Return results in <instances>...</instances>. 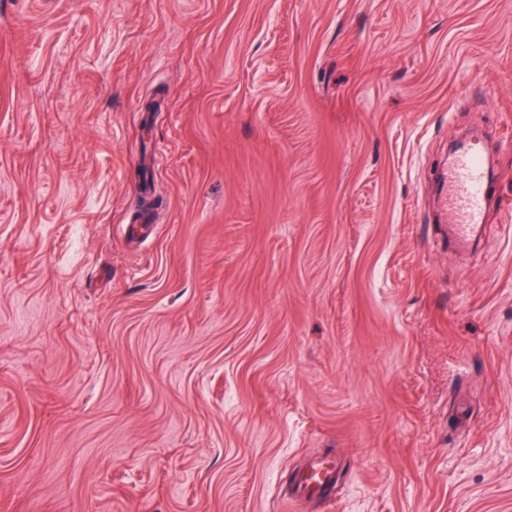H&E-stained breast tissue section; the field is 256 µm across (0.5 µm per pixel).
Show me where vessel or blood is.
<instances>
[{
    "instance_id": "vessel-or-blood-1",
    "label": "vessel or blood",
    "mask_w": 512,
    "mask_h": 512,
    "mask_svg": "<svg viewBox=\"0 0 512 512\" xmlns=\"http://www.w3.org/2000/svg\"><path fill=\"white\" fill-rule=\"evenodd\" d=\"M491 187L489 166L475 150L459 151L448 170V195L453 236L458 245H467L485 219V201ZM337 461L326 457L313 461L297 478L302 496L329 499L336 486Z\"/></svg>"
}]
</instances>
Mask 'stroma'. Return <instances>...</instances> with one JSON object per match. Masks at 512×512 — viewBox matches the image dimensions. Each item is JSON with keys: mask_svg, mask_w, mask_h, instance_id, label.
<instances>
[{"mask_svg": "<svg viewBox=\"0 0 512 512\" xmlns=\"http://www.w3.org/2000/svg\"><path fill=\"white\" fill-rule=\"evenodd\" d=\"M0 512H512V0H0ZM490 187L485 159L474 149L459 151L448 169V197L444 200L458 245H467L483 224ZM338 463L332 457H325L313 461L309 469L301 473L297 478L299 495L327 500L331 497L336 486V469Z\"/></svg>", "mask_w": 512, "mask_h": 512, "instance_id": "obj_1", "label": "stroma"}]
</instances>
